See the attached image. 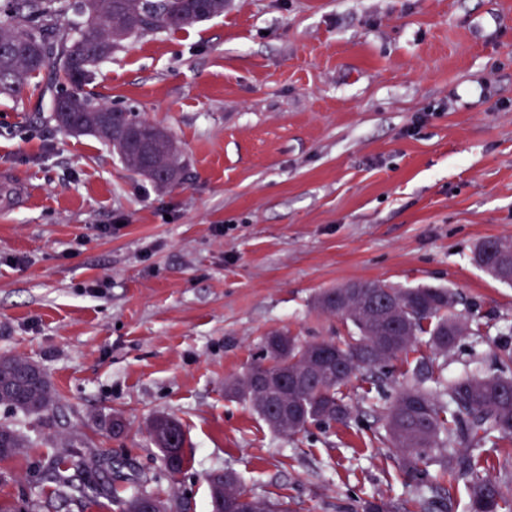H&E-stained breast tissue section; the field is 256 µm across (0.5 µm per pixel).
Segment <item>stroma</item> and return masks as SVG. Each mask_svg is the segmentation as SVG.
<instances>
[{
  "instance_id": "stroma-1",
  "label": "stroma",
  "mask_w": 512,
  "mask_h": 512,
  "mask_svg": "<svg viewBox=\"0 0 512 512\" xmlns=\"http://www.w3.org/2000/svg\"><path fill=\"white\" fill-rule=\"evenodd\" d=\"M86 90L166 128L185 168L160 187L65 133L39 78L0 95V355L38 363L60 395L36 446L0 463V503L78 512L39 481L78 435L175 512H208L206 476L226 469L292 512H361L371 495L419 512L372 435L380 394L351 386L348 423L288 437L224 382L271 333L348 335L313 301L355 280L457 292L490 331L439 363L496 370L512 286L473 256L512 239V0H227L126 42ZM431 103L446 109L423 116ZM158 413L186 436L173 480L146 430Z\"/></svg>"
}]
</instances>
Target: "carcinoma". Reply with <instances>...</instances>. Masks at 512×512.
<instances>
[{"mask_svg": "<svg viewBox=\"0 0 512 512\" xmlns=\"http://www.w3.org/2000/svg\"><path fill=\"white\" fill-rule=\"evenodd\" d=\"M226 0H3L0 4V95H15L29 80L47 73L44 94L49 96L51 117L57 126L73 135H91L108 145L131 171L153 181L173 184L181 180L184 162L172 136L164 128L139 118L135 112H117L85 94L100 64L125 42L148 32L177 30L224 13ZM78 18L74 33L60 32L68 16ZM366 291L393 295L400 305L404 342L379 364L370 356L378 324L355 311L324 308L321 302L336 294L331 288L320 293L315 307L340 318L353 332L321 344L346 360L349 370H331L311 384L285 395L293 416L275 431L295 436L315 423L351 419L344 391L353 381L369 382L367 374L384 371L396 394L384 417L387 439L396 449L400 467L421 491L422 512H448L450 496L444 492L430 462L438 458L452 478L463 483L467 512H512V494L500 481L486 474L485 464L499 444L512 439V352L505 353L494 373L444 378L432 354H446L466 336L486 335L483 324L451 311L455 294L447 288H393L378 281L362 282ZM314 342L288 337L274 357L263 356L246 374L274 377L301 370ZM393 361L401 368H389ZM58 404L52 383L38 364L22 357L0 356V406L14 415L42 420ZM166 441L155 440L163 452L169 474L181 473L185 455L168 456L169 449L185 445L178 421ZM34 439L11 420L0 421V462L27 453ZM70 467L54 461L43 465L40 479L55 486L59 497L83 510L101 497H113L135 512L137 504L163 500L141 489L135 477L112 478L104 455L83 438L67 444ZM246 497L268 512H289L281 499H259L240 480L228 485L224 509ZM362 512H407L401 499L365 500Z\"/></svg>", "mask_w": 512, "mask_h": 512, "instance_id": "obj_1", "label": "carcinoma"}]
</instances>
